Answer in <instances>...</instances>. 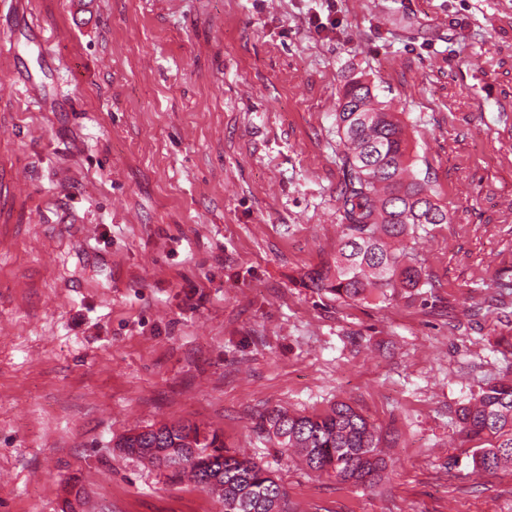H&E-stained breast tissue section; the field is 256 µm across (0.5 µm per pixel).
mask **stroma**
Returning <instances> with one entry per match:
<instances>
[{"label": "stroma", "instance_id": "1", "mask_svg": "<svg viewBox=\"0 0 512 512\" xmlns=\"http://www.w3.org/2000/svg\"><path fill=\"white\" fill-rule=\"evenodd\" d=\"M334 4L0 0V512H224L118 449L159 423L218 431L289 512H512V468L475 467L454 414L512 375V0ZM354 77L450 217L388 300L305 279ZM339 399L390 447L374 486L257 427Z\"/></svg>", "mask_w": 512, "mask_h": 512}]
</instances>
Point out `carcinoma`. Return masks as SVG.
<instances>
[{"instance_id":"carcinoma-1","label":"carcinoma","mask_w":512,"mask_h":512,"mask_svg":"<svg viewBox=\"0 0 512 512\" xmlns=\"http://www.w3.org/2000/svg\"><path fill=\"white\" fill-rule=\"evenodd\" d=\"M343 180L336 187L340 215L336 255L310 272L314 288L345 302L413 289L421 269L408 242L428 224L448 223V209L435 200L429 178L420 176L407 152L405 127L397 113L377 100L370 82L352 79L342 88L336 112ZM459 433L472 443L471 461L494 472L512 465V382H488L455 411ZM259 429L284 453L312 472L334 473L354 484H372L386 468L380 437L352 405L336 401L319 414L274 409ZM164 457L139 455L159 466H175L171 478L205 490L224 483V512H288L286 493L266 468L224 448L217 433L196 426L163 424L147 434H128L118 448H151Z\"/></svg>"}]
</instances>
